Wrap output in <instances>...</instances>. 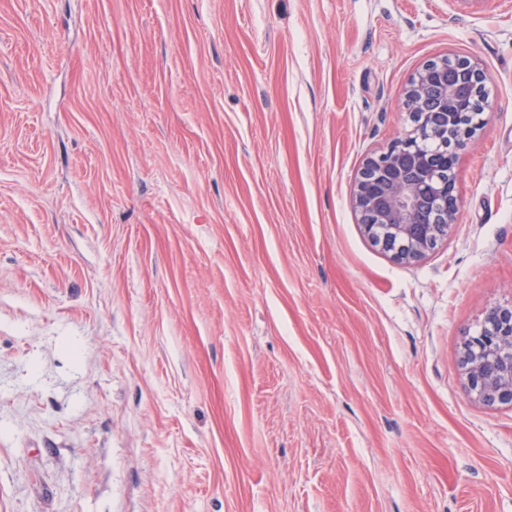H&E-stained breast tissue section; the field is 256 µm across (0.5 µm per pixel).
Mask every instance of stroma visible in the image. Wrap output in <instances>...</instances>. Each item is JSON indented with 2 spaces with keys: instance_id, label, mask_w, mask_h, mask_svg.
<instances>
[{
  "instance_id": "stroma-1",
  "label": "stroma",
  "mask_w": 512,
  "mask_h": 512,
  "mask_svg": "<svg viewBox=\"0 0 512 512\" xmlns=\"http://www.w3.org/2000/svg\"><path fill=\"white\" fill-rule=\"evenodd\" d=\"M489 108L405 264L366 155L424 63ZM512 0H0V512H512ZM466 388L479 402L512 405V307L492 306L468 332L460 360Z\"/></svg>"
}]
</instances>
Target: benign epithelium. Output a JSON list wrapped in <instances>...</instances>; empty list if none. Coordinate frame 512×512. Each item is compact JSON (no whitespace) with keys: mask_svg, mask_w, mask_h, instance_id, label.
<instances>
[{"mask_svg":"<svg viewBox=\"0 0 512 512\" xmlns=\"http://www.w3.org/2000/svg\"><path fill=\"white\" fill-rule=\"evenodd\" d=\"M484 79L469 57L426 62L409 79L402 106L413 127L378 155L366 158L353 183L360 229L400 261L433 251L456 223L457 149L472 124L459 113L478 101ZM466 388L479 402L512 405V307L492 306L465 336L460 360Z\"/></svg>","mask_w":512,"mask_h":512,"instance_id":"benign-epithelium-1","label":"benign epithelium"}]
</instances>
